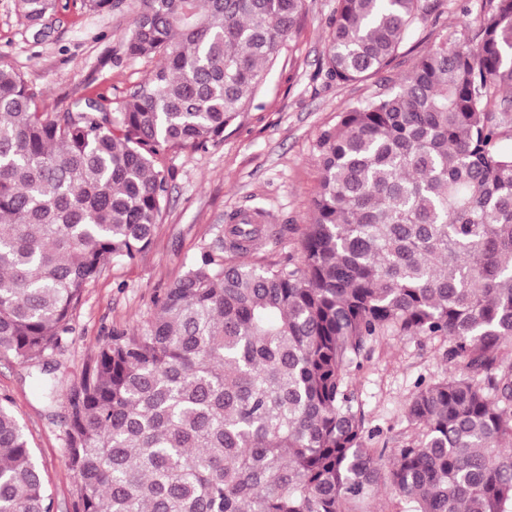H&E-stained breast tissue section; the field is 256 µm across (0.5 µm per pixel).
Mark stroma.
I'll use <instances>...</instances> for the list:
<instances>
[{
  "label": "stroma",
  "instance_id": "stroma-1",
  "mask_svg": "<svg viewBox=\"0 0 512 512\" xmlns=\"http://www.w3.org/2000/svg\"><path fill=\"white\" fill-rule=\"evenodd\" d=\"M481 2L440 0L438 9L412 29L389 69L336 83L323 72L336 0H306L301 26L282 48L253 104L225 130L223 142L165 153L172 178L152 245L134 260L108 265L85 288L68 341L44 359L61 387L79 382L109 332H138L153 297L185 273L212 226L227 224L230 214L262 216V232L248 262L263 266L297 260L321 179L318 144L323 133L335 128L349 108L396 90L430 48L470 35ZM16 3L0 0V57L38 91L39 111L63 112L84 98L117 110L157 64L125 51L139 0H112L111 9L104 11L71 0L40 37ZM448 348L442 336L395 331L369 345L362 368L352 374V389L362 404L371 446L399 448L416 437L403 416L404 403L417 387L450 375ZM37 372L30 361L0 355V394L9 396L24 427L53 512H75L79 487L68 467L67 404L62 398L45 402L34 383Z\"/></svg>",
  "mask_w": 512,
  "mask_h": 512
}]
</instances>
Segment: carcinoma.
<instances>
[{"label": "carcinoma", "mask_w": 512, "mask_h": 512, "mask_svg": "<svg viewBox=\"0 0 512 512\" xmlns=\"http://www.w3.org/2000/svg\"><path fill=\"white\" fill-rule=\"evenodd\" d=\"M305 0H141L126 53L156 57L117 112H40L0 60V355L38 359L72 331L85 287L152 244L170 148L224 141L263 86ZM60 0H18L40 36ZM437 0H337L325 74L388 67ZM473 40L440 43L394 92L343 112L296 264L244 262L259 236L234 214L114 330L66 393L76 512H512V0ZM445 336L453 371L404 415L420 435L373 448L350 387L368 344ZM0 398V512H52Z\"/></svg>", "instance_id": "obj_1"}]
</instances>
